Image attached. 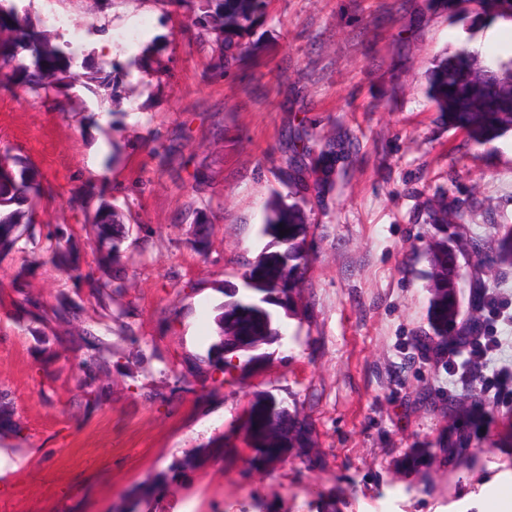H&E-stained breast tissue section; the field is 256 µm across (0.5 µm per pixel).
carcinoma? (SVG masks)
Masks as SVG:
<instances>
[{
  "label": "carcinoma",
  "mask_w": 512,
  "mask_h": 512,
  "mask_svg": "<svg viewBox=\"0 0 512 512\" xmlns=\"http://www.w3.org/2000/svg\"><path fill=\"white\" fill-rule=\"evenodd\" d=\"M259 0H194L192 23L198 29V37L214 33L216 38L228 39V24H233L235 32H240L252 20ZM463 5L474 7L476 14L488 23L497 20L512 22V0H448V10L454 11ZM26 52V62L18 63L19 53ZM76 50L70 44L53 45L45 30L35 29L27 17L19 15L12 5H0V78L27 88L36 96L56 90L62 81L71 78L69 69ZM114 64L106 60L86 69L83 74L89 87L107 88L112 83ZM430 91L438 108L448 113V123L464 130L479 144L489 143L503 133L512 130V56L481 58L467 46L458 47L433 71ZM19 158L11 153V148L0 149V207H13L8 214L0 217L1 252L15 249L21 239L40 247L49 255L50 263L60 272L78 278L92 280L90 301L93 312L102 311L112 317V294L122 288L119 278L107 273L96 275L90 269L83 271L74 265L71 236L58 229L43 235L36 231L33 199L40 194L39 188L29 180L17 175L15 167ZM120 223L116 205L102 201L94 213V223L87 234L93 237L98 247L97 269L112 266V253L119 251L123 239L114 236L112 225ZM270 224L288 225V253L299 256V244L295 237L306 224L302 205L295 201L286 209H274ZM440 308L445 336L443 340L450 347L463 344L466 337L456 330L459 316L455 294L445 290L441 282L433 288ZM237 315L235 323L248 322L246 331L262 335V323L250 317L253 309L249 305L236 304L232 309ZM225 318H220L219 342L207 350V360L215 371L224 368ZM86 356L81 362L84 377L80 387L86 390L93 404L101 405L102 396L112 376V344L91 334L83 338ZM477 408H462L448 435V445L456 444L460 432L477 426ZM15 410L7 396L0 395V429L15 434L21 433V426L14 420Z\"/></svg>",
  "instance_id": "obj_1"
}]
</instances>
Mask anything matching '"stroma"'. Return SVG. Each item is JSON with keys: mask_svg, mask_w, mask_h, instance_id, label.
Here are the masks:
<instances>
[{"mask_svg": "<svg viewBox=\"0 0 512 512\" xmlns=\"http://www.w3.org/2000/svg\"><path fill=\"white\" fill-rule=\"evenodd\" d=\"M56 8L69 25L52 35L82 32L90 54L109 40L111 61L146 52L151 66L118 74L122 109L104 123L108 95L87 88L81 62L46 103L0 86V147H16L38 183L42 231L72 229L81 268L96 264L82 226L103 199L143 257L113 258L122 289L105 319L90 281L41 249L0 254V392L22 427L0 438V512H495L496 496L511 498L512 447L499 441L512 411L488 407L469 464L448 452L456 406L483 395L448 382L432 286L451 248L465 276L460 326L478 313L477 288L512 300V260L489 274L468 247L512 236V131L474 142L429 85L464 42L512 55V26L494 22L491 44L446 0H263L220 46L160 0ZM120 28L139 29L138 41L115 43ZM169 144L164 165L156 150ZM298 200L306 224L292 260L268 217ZM62 295L77 315L46 348L17 302L49 309ZM246 299L268 330L233 349L215 386L198 359L223 311ZM85 331L112 344L97 408L78 386ZM260 405L295 419L286 457L254 431ZM204 448L209 460L186 467ZM157 483L162 495L147 494Z\"/></svg>", "mask_w": 512, "mask_h": 512, "instance_id": "stroma-1", "label": "stroma"}]
</instances>
